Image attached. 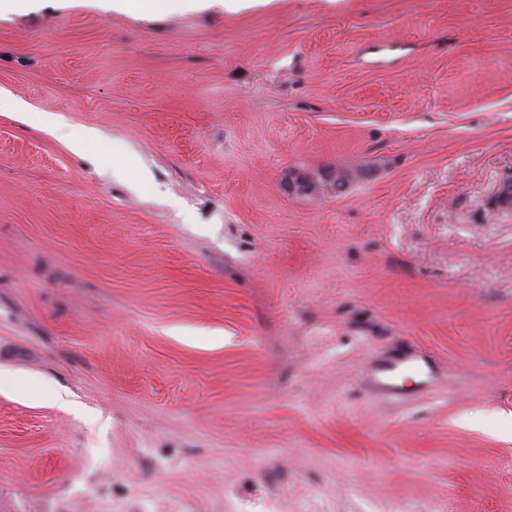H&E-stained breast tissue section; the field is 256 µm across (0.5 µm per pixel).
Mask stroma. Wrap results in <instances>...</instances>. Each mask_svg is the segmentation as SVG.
<instances>
[{
    "label": "stroma",
    "mask_w": 512,
    "mask_h": 512,
    "mask_svg": "<svg viewBox=\"0 0 512 512\" xmlns=\"http://www.w3.org/2000/svg\"><path fill=\"white\" fill-rule=\"evenodd\" d=\"M0 95V512H512V0H30ZM119 6L129 11L138 12H163L165 10H173L180 4L191 0H115ZM352 175H345L335 166L326 167L317 176L297 169H288L281 178L280 186L288 196H308L320 192L344 193L351 184Z\"/></svg>",
    "instance_id": "stroma-1"
}]
</instances>
